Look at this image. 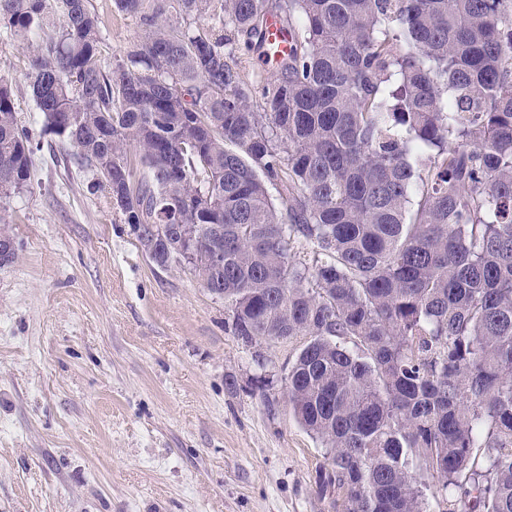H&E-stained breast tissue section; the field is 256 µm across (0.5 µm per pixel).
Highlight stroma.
I'll list each match as a JSON object with an SVG mask.
<instances>
[{
	"label": "stroma",
	"instance_id": "35a3bbf8",
	"mask_svg": "<svg viewBox=\"0 0 512 512\" xmlns=\"http://www.w3.org/2000/svg\"><path fill=\"white\" fill-rule=\"evenodd\" d=\"M89 7L105 60L123 56L139 23ZM27 69L1 26L0 77L38 148L0 197L18 252L0 266V512H342L282 393L303 337L244 345L188 268L157 267L46 132Z\"/></svg>",
	"mask_w": 512,
	"mask_h": 512
}]
</instances>
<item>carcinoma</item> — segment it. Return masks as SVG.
<instances>
[{"label":"carcinoma","mask_w":512,"mask_h":512,"mask_svg":"<svg viewBox=\"0 0 512 512\" xmlns=\"http://www.w3.org/2000/svg\"><path fill=\"white\" fill-rule=\"evenodd\" d=\"M0 0L46 128L150 260L224 300L247 346L306 337L285 398L344 512H429L413 461L471 512H512V0ZM293 45L254 98L234 53ZM0 79V193L30 179ZM312 249L310 266L295 259ZM483 449V461L474 449ZM89 8L100 22L102 54L112 63L115 57L123 56L130 44L142 32L134 17L117 11L114 0H89ZM268 31V44L271 47L268 51V58L270 61L275 62L288 54L290 41L288 36L281 30L279 23L273 20L270 21Z\"/></svg>","instance_id":"obj_1"}]
</instances>
